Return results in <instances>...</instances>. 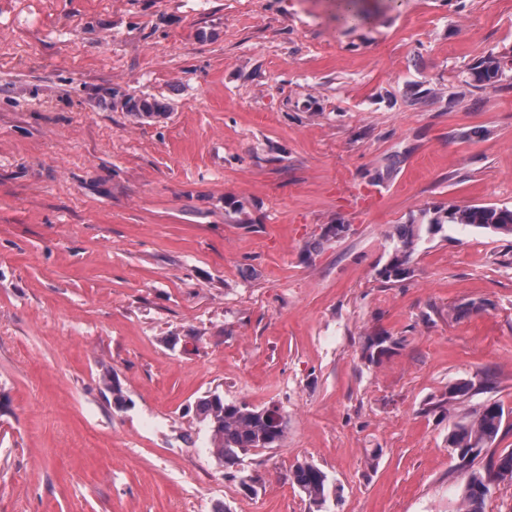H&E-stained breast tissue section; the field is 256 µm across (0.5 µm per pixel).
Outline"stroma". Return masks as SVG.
Instances as JSON below:
<instances>
[{
  "instance_id": "35a3bbf8",
  "label": "stroma",
  "mask_w": 512,
  "mask_h": 512,
  "mask_svg": "<svg viewBox=\"0 0 512 512\" xmlns=\"http://www.w3.org/2000/svg\"><path fill=\"white\" fill-rule=\"evenodd\" d=\"M335 2L0 0V512H459L453 424L498 403L512 449V237L377 274L421 209L512 207V86L461 92L512 0ZM214 391L284 439L227 472ZM392 345H395V342L392 340L391 336L382 333L369 336L363 347L362 357L368 362H378L390 351ZM292 485L307 498L311 505L321 507L326 501L329 486L326 474L310 462H298L289 471Z\"/></svg>"
}]
</instances>
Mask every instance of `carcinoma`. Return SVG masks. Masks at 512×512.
I'll use <instances>...</instances> for the list:
<instances>
[{
	"mask_svg": "<svg viewBox=\"0 0 512 512\" xmlns=\"http://www.w3.org/2000/svg\"><path fill=\"white\" fill-rule=\"evenodd\" d=\"M339 12L346 21L357 23L363 17L362 0H340ZM504 81H512V50L486 53L468 67L464 79L467 86L475 89L495 87ZM123 107L145 117L162 111L159 103L134 96L126 97ZM459 225L512 235V207L450 204L420 210L419 216L396 225L389 260L378 270V275L386 281L406 278L424 237L436 235L448 226ZM392 345L394 341L388 335L369 336L362 357L369 362H377ZM198 415L209 431L212 455L226 467L236 464L239 454L251 448L276 447L285 435L286 422L273 423V416L279 415L278 409L227 402L218 392L200 401ZM502 418V408L494 403L473 417L454 423L448 433L450 453L464 464L475 461L496 441ZM288 479L310 504L319 508L326 501L328 479L314 464L307 461L296 463L290 469ZM506 480L512 482V450L500 453L485 470L469 473L461 493L463 512H484L493 487Z\"/></svg>",
	"mask_w": 512,
	"mask_h": 512,
	"instance_id": "1",
	"label": "carcinoma"
}]
</instances>
